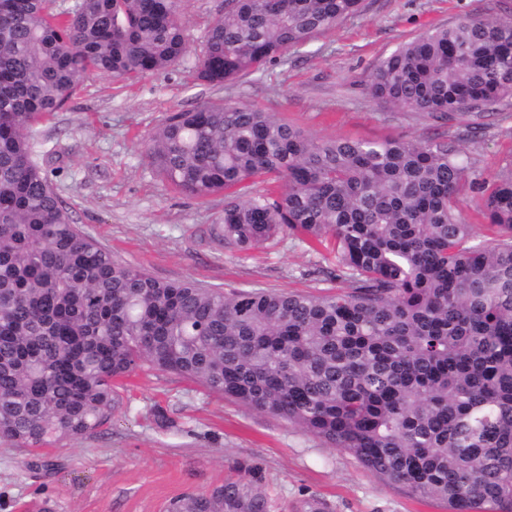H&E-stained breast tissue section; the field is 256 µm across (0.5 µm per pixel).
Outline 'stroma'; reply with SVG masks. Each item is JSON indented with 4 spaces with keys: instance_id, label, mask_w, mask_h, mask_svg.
<instances>
[{
    "instance_id": "1",
    "label": "stroma",
    "mask_w": 512,
    "mask_h": 512,
    "mask_svg": "<svg viewBox=\"0 0 512 512\" xmlns=\"http://www.w3.org/2000/svg\"><path fill=\"white\" fill-rule=\"evenodd\" d=\"M223 12L224 0H184L180 18L192 53L179 66L131 84L90 72L59 112L33 128L35 156L65 207L116 259L161 280L212 288L329 290L318 273L321 255L297 238L226 250L216 234L223 195L185 196L151 165L149 135L171 113L205 103L272 112L316 139H413L475 126L478 140L461 143L470 172L491 177L512 162V99L438 127L363 90L376 62L399 44L468 13L512 14V0H367L362 15L288 60L212 87L197 79L196 55ZM251 466L274 512H297L311 498L326 512H448L445 501L386 482L299 427L154 371L126 380L121 407L96 435L42 457L0 441V512H167L178 497L208 492Z\"/></svg>"
}]
</instances>
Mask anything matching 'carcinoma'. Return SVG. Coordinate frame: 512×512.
<instances>
[{"label": "carcinoma", "instance_id": "cac0c4a2", "mask_svg": "<svg viewBox=\"0 0 512 512\" xmlns=\"http://www.w3.org/2000/svg\"><path fill=\"white\" fill-rule=\"evenodd\" d=\"M17 2L0 14V438L44 449L94 435L148 367L298 426L448 512H512V168L469 177L458 134L317 140L238 103L176 112L146 154L180 193L224 194V247L300 237L342 290L159 280L75 224L31 130L90 71L135 81L184 60L183 0H77L64 17L54 0ZM365 8L225 0L197 78L259 74ZM364 87L434 120L489 111L512 98V15L424 31ZM256 180L269 188L250 192ZM272 508L250 475L171 512Z\"/></svg>", "mask_w": 512, "mask_h": 512}]
</instances>
